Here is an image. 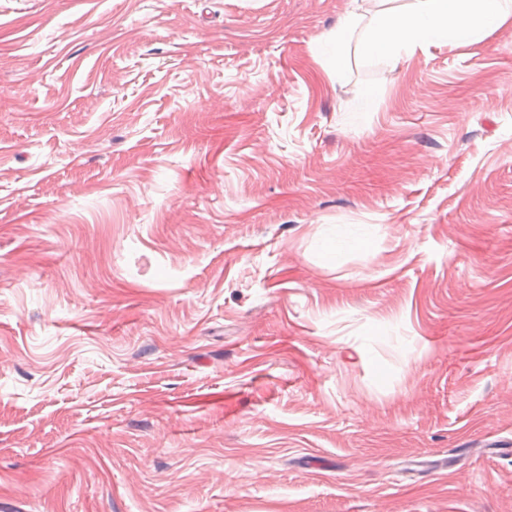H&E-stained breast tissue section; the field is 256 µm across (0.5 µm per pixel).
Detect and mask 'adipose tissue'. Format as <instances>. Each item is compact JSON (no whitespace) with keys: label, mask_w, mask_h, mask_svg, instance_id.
<instances>
[{"label":"adipose tissue","mask_w":512,"mask_h":512,"mask_svg":"<svg viewBox=\"0 0 512 512\" xmlns=\"http://www.w3.org/2000/svg\"><path fill=\"white\" fill-rule=\"evenodd\" d=\"M512 17V0H411L403 8H386L377 14L378 34L356 38L357 15L345 16L333 35L322 44L323 54L346 62L351 41H358L362 56L396 58L401 51L425 44L461 46L479 39Z\"/></svg>","instance_id":"adipose-tissue-1"}]
</instances>
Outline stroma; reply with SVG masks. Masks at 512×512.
<instances>
[{"label":"stroma","mask_w":512,"mask_h":512,"mask_svg":"<svg viewBox=\"0 0 512 512\" xmlns=\"http://www.w3.org/2000/svg\"><path fill=\"white\" fill-rule=\"evenodd\" d=\"M0 0V502L512 512V19ZM512 16L511 0H413L377 13L379 34L359 42L362 56L395 59L425 44L461 46L500 27ZM358 25V16L349 14L340 21L333 35L322 42L323 55L327 58H336V70H339L346 62L347 48Z\"/></svg>","instance_id":"1"}]
</instances>
